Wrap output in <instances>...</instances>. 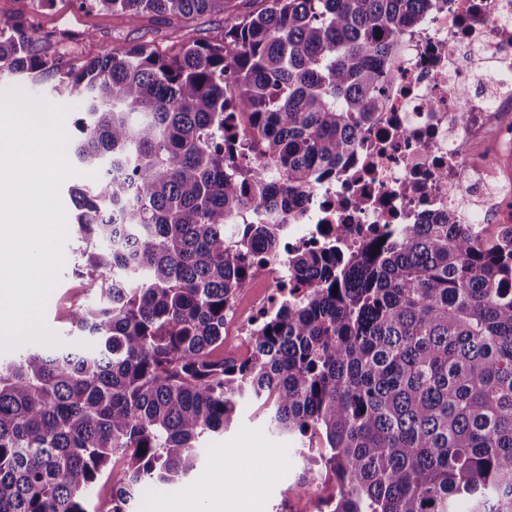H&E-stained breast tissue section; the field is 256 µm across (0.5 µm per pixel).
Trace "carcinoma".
<instances>
[{"instance_id": "carcinoma-1", "label": "carcinoma", "mask_w": 512, "mask_h": 512, "mask_svg": "<svg viewBox=\"0 0 512 512\" xmlns=\"http://www.w3.org/2000/svg\"><path fill=\"white\" fill-rule=\"evenodd\" d=\"M77 2L136 21L226 0ZM258 2L219 40L78 70L0 16V75L66 80L80 99L72 158L99 192L71 193L76 274L100 291L70 311L82 341L0 364V512H89L103 478L107 512H134L148 485L196 470L243 398L281 434L319 435L302 480L334 482L327 512H512V225L488 243L450 209L356 251L294 249L304 294L253 329L245 358L215 355L224 307L281 252L276 217L336 175L433 7ZM251 209L263 219L243 222Z\"/></svg>"}]
</instances>
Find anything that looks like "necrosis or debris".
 Here are the masks:
<instances>
[{
    "label": "necrosis or debris",
    "mask_w": 512,
    "mask_h": 512,
    "mask_svg": "<svg viewBox=\"0 0 512 512\" xmlns=\"http://www.w3.org/2000/svg\"><path fill=\"white\" fill-rule=\"evenodd\" d=\"M396 72L335 179L286 217L289 247L356 248L450 208L487 240L512 224V0H434L403 35ZM285 278L280 257L252 277L263 294L225 309V341L244 342Z\"/></svg>",
    "instance_id": "necrosis-or-debris-1"
}]
</instances>
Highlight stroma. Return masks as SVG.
Masks as SVG:
<instances>
[{
  "label": "stroma",
  "mask_w": 512,
  "mask_h": 512,
  "mask_svg": "<svg viewBox=\"0 0 512 512\" xmlns=\"http://www.w3.org/2000/svg\"><path fill=\"white\" fill-rule=\"evenodd\" d=\"M0 15L32 19L42 34L52 36L55 51L77 68L112 51L141 44L165 55L171 53L176 42L166 17L155 15L133 22L107 10L79 6L77 0H0ZM11 88L67 107L65 129L74 133L79 117L75 95L52 90L47 84L0 81V90ZM89 183L87 177L73 176L63 182L60 190L70 235L65 246V266L49 297L45 321L64 344L72 340L68 320L71 308L98 300L97 288L75 273L83 244L76 233L77 210L70 190L86 188ZM255 408L253 400L239 401L235 422L207 441L191 476L149 492L137 504L136 512H182L187 505L196 512H206L208 493L218 483L223 486L224 512H316V498L299 478L304 467L302 453L308 446L317 445V436L278 433Z\"/></svg>",
  "instance_id": "stroma-1"
}]
</instances>
